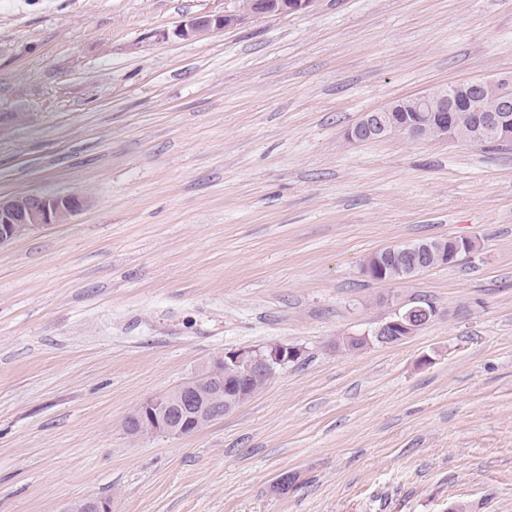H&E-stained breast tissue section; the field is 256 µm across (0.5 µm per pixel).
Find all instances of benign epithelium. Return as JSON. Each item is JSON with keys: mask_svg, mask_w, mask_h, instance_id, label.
I'll list each match as a JSON object with an SVG mask.
<instances>
[{"mask_svg": "<svg viewBox=\"0 0 512 512\" xmlns=\"http://www.w3.org/2000/svg\"><path fill=\"white\" fill-rule=\"evenodd\" d=\"M239 7L222 15H200L185 22L177 31L182 38H193L212 29L231 28L249 17L266 14H286L304 11L316 0H238ZM512 90V75L451 84L435 90L397 99L387 106L365 112L349 127L345 139L350 143H364L386 137L402 135L411 139H426L425 121L434 117L441 133L440 139L465 140L472 144H483L490 140L499 145H512V120L506 113L512 110V102L505 101L501 114L479 115L473 131L461 133L453 120L458 93L485 97L500 95L501 90ZM408 105L429 113L421 120L402 124L397 121L398 109ZM88 197L76 194H19L0 198V245L7 244L39 227L51 224H67L87 210ZM470 249L467 239L448 237V243L434 247L422 243L413 248L415 252L429 254L434 262L446 265L455 261L457 255ZM438 314L435 306L407 304L396 307L390 317L363 333L351 334L344 341L362 340L389 345L406 339ZM302 349L282 343L269 344L262 348H239L224 352L204 366L202 391L195 383H183L165 393L151 396L139 405L136 416L143 426V436L179 437L201 427V424L217 420L249 400L256 387L252 380L273 377L280 370L298 360ZM68 512H112V502L101 498L76 500Z\"/></svg>", "mask_w": 512, "mask_h": 512, "instance_id": "7a95c632", "label": "benign epithelium"}]
</instances>
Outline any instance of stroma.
Here are the masks:
<instances>
[{
	"mask_svg": "<svg viewBox=\"0 0 512 512\" xmlns=\"http://www.w3.org/2000/svg\"><path fill=\"white\" fill-rule=\"evenodd\" d=\"M0 0V195L76 193L0 246V512H512V148L346 130L512 73V0ZM476 249L380 283L385 247ZM437 316L338 349L400 303ZM303 355L197 432L125 418L206 361ZM285 471L296 489L275 495ZM239 7L226 11L224 15H200L185 22L177 31L182 38H193L212 29L231 28L241 24L246 18L261 17L266 14H286L304 11L313 6L316 0H237Z\"/></svg>",
	"mask_w": 512,
	"mask_h": 512,
	"instance_id": "stroma-1",
	"label": "stroma"
}]
</instances>
